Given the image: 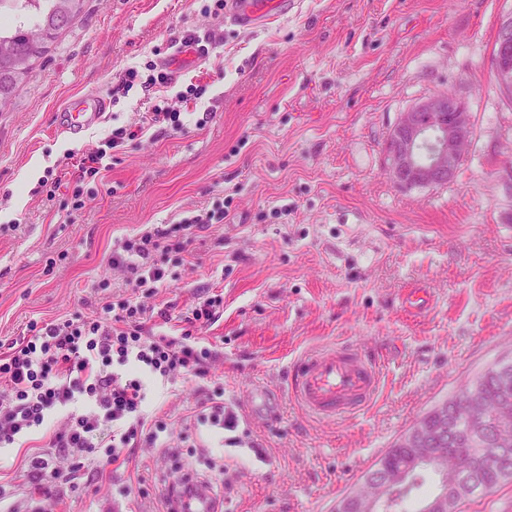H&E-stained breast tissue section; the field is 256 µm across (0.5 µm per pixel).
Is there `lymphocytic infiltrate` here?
<instances>
[{
	"mask_svg": "<svg viewBox=\"0 0 512 512\" xmlns=\"http://www.w3.org/2000/svg\"><path fill=\"white\" fill-rule=\"evenodd\" d=\"M149 125L174 131L183 127L179 113L153 107L146 125L115 129L99 146L83 153L73 182L96 179L110 170L116 155L128 142L141 138ZM226 217V212L207 210L184 219L181 236L157 224L120 241L109 263L124 272L125 292L106 296L93 314L76 313L47 323L0 353L1 447L42 426L49 411L82 397L88 400L87 409L68 415L49 438L53 456L32 458L31 466L40 475L65 485L97 455L123 465L143 444L168 442L166 422L145 416L147 382L154 377L175 382L209 376L215 355L196 348L191 338L194 331L216 321L224 299L214 294L197 302L183 316L177 336L156 333L157 320H168L169 314L154 310L146 301L170 282V254H188L191 230L221 223ZM56 456L68 458L69 466L54 467Z\"/></svg>",
	"mask_w": 512,
	"mask_h": 512,
	"instance_id": "obj_1",
	"label": "lymphocytic infiltrate"
}]
</instances>
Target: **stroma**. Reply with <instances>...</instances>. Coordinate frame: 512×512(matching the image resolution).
<instances>
[{
    "instance_id": "stroma-1",
    "label": "stroma",
    "mask_w": 512,
    "mask_h": 512,
    "mask_svg": "<svg viewBox=\"0 0 512 512\" xmlns=\"http://www.w3.org/2000/svg\"><path fill=\"white\" fill-rule=\"evenodd\" d=\"M265 27L243 30L215 0H85L83 12L0 110V353L43 324L100 308L99 284H123L117 241L194 211L228 210L192 232L190 256L152 303L180 318L209 292L224 313L198 330L218 353L208 379L150 383L145 411L173 440L223 465L224 512H332L424 413L489 364L512 358V99L492 51L512 0H295ZM210 55L174 87L124 89L126 69L167 57L184 31ZM201 96L173 132L129 143L82 210L47 200L46 171L149 106ZM104 119L80 137L56 116L87 92ZM464 99L473 133L458 177L404 191L386 173L385 142L401 112L438 92ZM416 290L428 300L412 307ZM355 345L376 357L380 389L364 409L305 414L286 374L299 354ZM275 417L251 402L255 385ZM222 387L238 426L198 424L205 390ZM65 418L0 447V506L10 512H165L175 470L162 447L127 466L98 461L67 485L30 461ZM131 495H123V488Z\"/></svg>"
}]
</instances>
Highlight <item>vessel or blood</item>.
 Listing matches in <instances>:
<instances>
[{"label": "vessel or blood", "instance_id": "obj_1", "mask_svg": "<svg viewBox=\"0 0 512 512\" xmlns=\"http://www.w3.org/2000/svg\"><path fill=\"white\" fill-rule=\"evenodd\" d=\"M288 0H226V19L244 29L256 27L286 11ZM104 98L88 94L64 110L68 133L77 134L106 114ZM380 386L375 359L350 345L302 354L289 370L290 398L307 413L329 419L365 407ZM177 512H222L211 493L202 490L176 505Z\"/></svg>", "mask_w": 512, "mask_h": 512}]
</instances>
